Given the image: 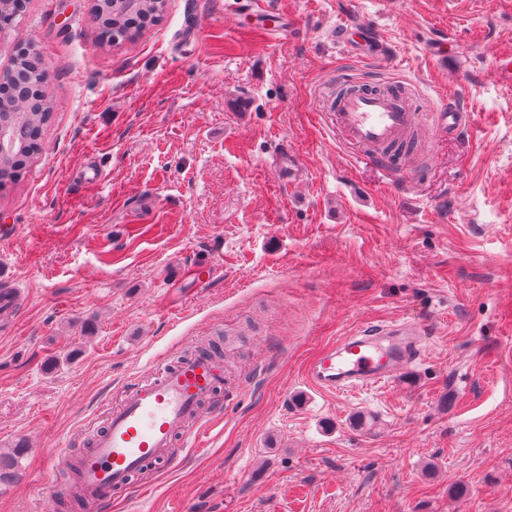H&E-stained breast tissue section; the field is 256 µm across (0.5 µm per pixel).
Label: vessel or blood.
<instances>
[{
  "instance_id": "1",
  "label": "vessel or blood",
  "mask_w": 512,
  "mask_h": 512,
  "mask_svg": "<svg viewBox=\"0 0 512 512\" xmlns=\"http://www.w3.org/2000/svg\"><path fill=\"white\" fill-rule=\"evenodd\" d=\"M330 38L338 48L361 57L383 54L366 21L344 17ZM339 83L343 93L325 112L327 124L364 159L408 173V166L400 164L390 147L415 124L418 106L402 99L397 82L378 86L347 73ZM428 116L429 130L436 139L470 123L469 113L452 101L442 102ZM424 334V326L411 320L364 324L320 352L308 364L306 378L332 394L393 380L418 356ZM223 385L224 361L208 351L174 365L151 367L125 390L104 428L91 431L90 448L65 457L45 450L51 484H58L62 471L73 473V494L85 512H104L112 497L126 490L142 470L174 462L175 448L193 435L191 422Z\"/></svg>"
}]
</instances>
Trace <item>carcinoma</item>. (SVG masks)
Listing matches in <instances>:
<instances>
[{"instance_id":"obj_1","label":"carcinoma","mask_w":512,"mask_h":512,"mask_svg":"<svg viewBox=\"0 0 512 512\" xmlns=\"http://www.w3.org/2000/svg\"><path fill=\"white\" fill-rule=\"evenodd\" d=\"M21 8L22 0H0V30L15 24ZM165 9L166 0H96L92 13L99 33L118 43L131 42L143 29L158 24ZM31 57L29 48L20 47L13 60V85L22 89L17 111L0 108V128L16 132L12 151L0 155V188L24 178L31 160L43 150V133L53 117Z\"/></svg>"}]
</instances>
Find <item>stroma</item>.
<instances>
[{
  "label": "stroma",
  "mask_w": 512,
  "mask_h": 512,
  "mask_svg": "<svg viewBox=\"0 0 512 512\" xmlns=\"http://www.w3.org/2000/svg\"><path fill=\"white\" fill-rule=\"evenodd\" d=\"M168 0L99 44L90 0H28L55 105L45 149L0 189V512H40L43 449L87 448L154 364L224 352L221 412L105 512H512V0ZM389 52L350 59L343 10ZM404 81L471 114L421 131L390 177L327 125L332 79ZM287 142L302 175L283 183ZM426 327L410 372L346 395L306 379L358 326Z\"/></svg>",
  "instance_id": "stroma-1"
}]
</instances>
